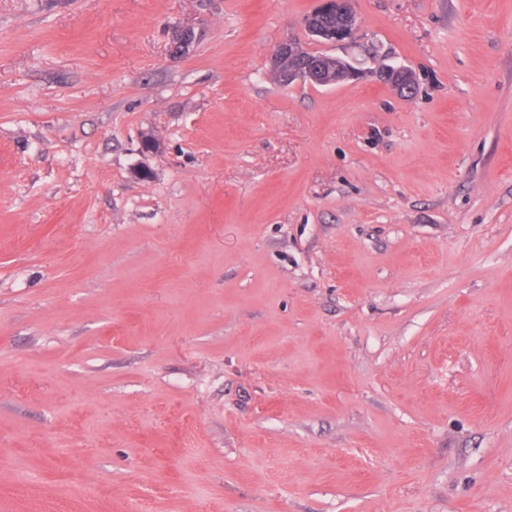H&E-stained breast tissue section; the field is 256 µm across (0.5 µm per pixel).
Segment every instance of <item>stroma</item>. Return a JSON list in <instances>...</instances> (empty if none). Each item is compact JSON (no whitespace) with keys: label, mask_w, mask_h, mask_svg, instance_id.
<instances>
[{"label":"stroma","mask_w":512,"mask_h":512,"mask_svg":"<svg viewBox=\"0 0 512 512\" xmlns=\"http://www.w3.org/2000/svg\"><path fill=\"white\" fill-rule=\"evenodd\" d=\"M318 4L0 0V512H512V0ZM354 0H320L319 7L304 20L305 30L314 37L326 41L329 44H343L355 39L359 20L354 8ZM335 13L336 15L323 16L318 21L325 26L335 29H323L315 22L316 15ZM336 17L339 18L337 23ZM291 45L292 41L284 42L278 45L271 54L270 62L273 69L278 66L281 57L286 54L282 58L279 67L275 70L276 73L274 72L276 80L281 83V71H288V68H292L295 65L309 63L315 64V66L319 68L321 74H324V78L327 81L320 79V74L316 69L303 66L289 70L288 74L283 77V85L287 86L297 81H308L313 84L327 86L345 83L360 78L361 71L347 59L336 57L335 67L334 57L332 56L322 52H310L304 49L299 43ZM289 47L290 49L288 50ZM333 79L336 80L330 81ZM379 77L400 93H411L412 71L405 65H387L379 68Z\"/></svg>","instance_id":"stroma-1"}]
</instances>
